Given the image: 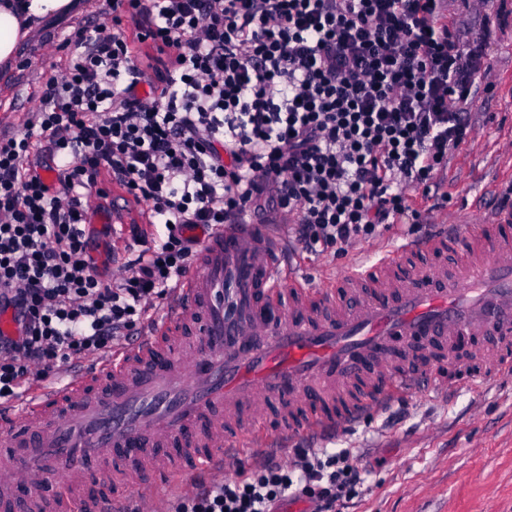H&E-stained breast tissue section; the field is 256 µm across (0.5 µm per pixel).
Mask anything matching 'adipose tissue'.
Wrapping results in <instances>:
<instances>
[{"label":"adipose tissue","instance_id":"1","mask_svg":"<svg viewBox=\"0 0 512 512\" xmlns=\"http://www.w3.org/2000/svg\"><path fill=\"white\" fill-rule=\"evenodd\" d=\"M73 0H0V67L10 68L19 46L52 15L70 12Z\"/></svg>","mask_w":512,"mask_h":512}]
</instances>
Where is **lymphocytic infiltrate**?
Instances as JSON below:
<instances>
[{"label": "lymphocytic infiltrate", "instance_id": "obj_1", "mask_svg": "<svg viewBox=\"0 0 512 512\" xmlns=\"http://www.w3.org/2000/svg\"><path fill=\"white\" fill-rule=\"evenodd\" d=\"M112 0L74 29L20 129L0 131V401L30 376L139 334L193 265L201 233L242 211L293 222L308 252L343 253L424 223L449 152L474 131L482 49L505 22L460 0ZM119 183L162 236L121 274L93 267L90 226ZM361 473L349 450L267 456L173 512H336Z\"/></svg>", "mask_w": 512, "mask_h": 512}]
</instances>
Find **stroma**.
<instances>
[{"label": "stroma", "mask_w": 512, "mask_h": 512, "mask_svg": "<svg viewBox=\"0 0 512 512\" xmlns=\"http://www.w3.org/2000/svg\"><path fill=\"white\" fill-rule=\"evenodd\" d=\"M111 0H75L74 10L44 21L0 69V124L15 128L42 90L46 72L67 53L63 39L87 16H107ZM490 63L476 80L470 118L474 134L448 155L438 197L421 202L429 220L444 216L474 224L495 210L512 185V23L485 48ZM404 224L360 241L347 254L294 252L312 285L349 268L354 258L382 253L407 234ZM317 447L348 449L365 468L357 495L339 512H512V375L461 382L449 398L416 394L390 413L370 414L317 440Z\"/></svg>", "instance_id": "1"}]
</instances>
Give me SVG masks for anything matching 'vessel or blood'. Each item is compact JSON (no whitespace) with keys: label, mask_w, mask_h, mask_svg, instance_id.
I'll return each mask as SVG.
<instances>
[{"label":"vessel or blood","mask_w":512,"mask_h":512,"mask_svg":"<svg viewBox=\"0 0 512 512\" xmlns=\"http://www.w3.org/2000/svg\"><path fill=\"white\" fill-rule=\"evenodd\" d=\"M134 202L113 225L142 224ZM195 332L198 344L180 338ZM512 374V212L448 222L313 288L249 214L203 239L192 274L130 346L0 404V512H164L252 438L284 449L412 394L445 370Z\"/></svg>","instance_id":"obj_1"}]
</instances>
